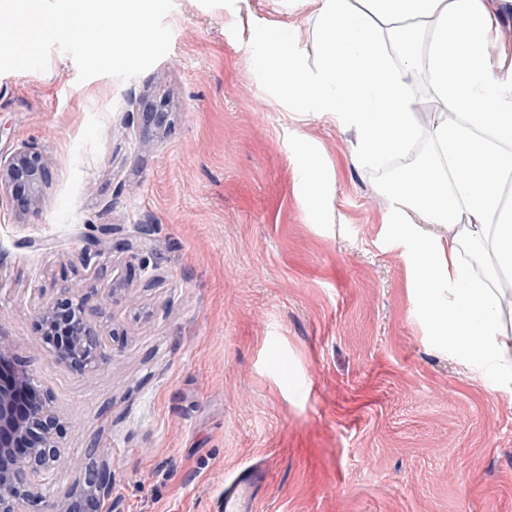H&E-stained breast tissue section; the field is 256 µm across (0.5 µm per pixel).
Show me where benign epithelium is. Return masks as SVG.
Listing matches in <instances>:
<instances>
[{"label":"benign epithelium","instance_id":"7a95c632","mask_svg":"<svg viewBox=\"0 0 512 512\" xmlns=\"http://www.w3.org/2000/svg\"><path fill=\"white\" fill-rule=\"evenodd\" d=\"M162 104H149L142 112L146 126L166 125ZM51 181L48 163L40 150L24 144L0 156V198H12L25 215L40 212L46 186ZM111 251L97 241L84 248L77 260L85 267ZM36 326L50 359L86 375L112 359V341L119 332L100 334L85 314L82 301L66 292L38 312ZM62 415L50 392L28 372L11 368L0 382V512H97L96 494L112 482L107 460L86 467L84 486L64 503L42 492V478L71 462L60 442Z\"/></svg>","mask_w":512,"mask_h":512}]
</instances>
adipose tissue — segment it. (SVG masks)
<instances>
[{"instance_id": "adipose-tissue-1", "label": "adipose tissue", "mask_w": 512, "mask_h": 512, "mask_svg": "<svg viewBox=\"0 0 512 512\" xmlns=\"http://www.w3.org/2000/svg\"><path fill=\"white\" fill-rule=\"evenodd\" d=\"M309 8L312 50L285 23L252 26L283 98L354 132L356 155L383 167L410 153L415 89L440 107L436 159L395 173L384 221L407 244L414 294L450 350L489 378L512 381V334L503 329V272H512V42L502 31L512 0H288ZM494 247L477 277L471 260Z\"/></svg>"}]
</instances>
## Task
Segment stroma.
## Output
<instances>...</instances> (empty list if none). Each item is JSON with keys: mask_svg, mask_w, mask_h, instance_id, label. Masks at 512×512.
Wrapping results in <instances>:
<instances>
[{"mask_svg": "<svg viewBox=\"0 0 512 512\" xmlns=\"http://www.w3.org/2000/svg\"><path fill=\"white\" fill-rule=\"evenodd\" d=\"M233 4L174 0L168 54L128 81L78 82L58 50L0 74V154L36 145L52 173L38 216L0 200V338L83 462L50 493L80 489L105 452L99 512H214L252 464L258 512H512V392L438 347L382 222L387 170L355 160L352 132L290 112ZM150 103L168 111L152 131ZM301 141L333 223L300 191ZM140 227L149 249L124 250ZM107 238L104 262L77 261ZM67 288L124 333L87 375L55 364L35 324Z\"/></svg>", "mask_w": 512, "mask_h": 512, "instance_id": "1", "label": "stroma"}]
</instances>
